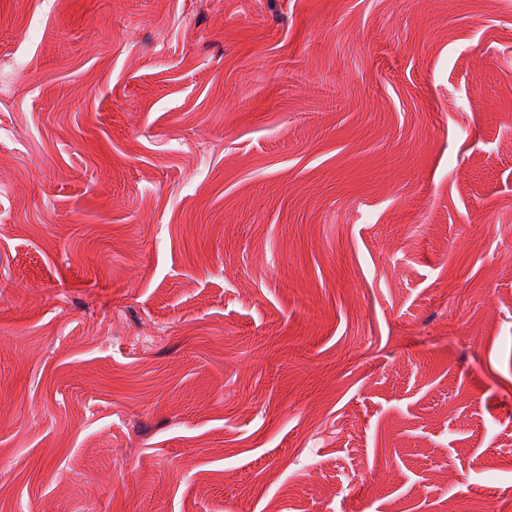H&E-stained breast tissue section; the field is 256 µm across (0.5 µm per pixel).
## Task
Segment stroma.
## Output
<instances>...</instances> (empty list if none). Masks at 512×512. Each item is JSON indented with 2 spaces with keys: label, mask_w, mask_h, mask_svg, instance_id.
I'll list each match as a JSON object with an SVG mask.
<instances>
[{
  "label": "stroma",
  "mask_w": 512,
  "mask_h": 512,
  "mask_svg": "<svg viewBox=\"0 0 512 512\" xmlns=\"http://www.w3.org/2000/svg\"><path fill=\"white\" fill-rule=\"evenodd\" d=\"M512 0H0V512H512Z\"/></svg>",
  "instance_id": "35a3bbf8"
}]
</instances>
